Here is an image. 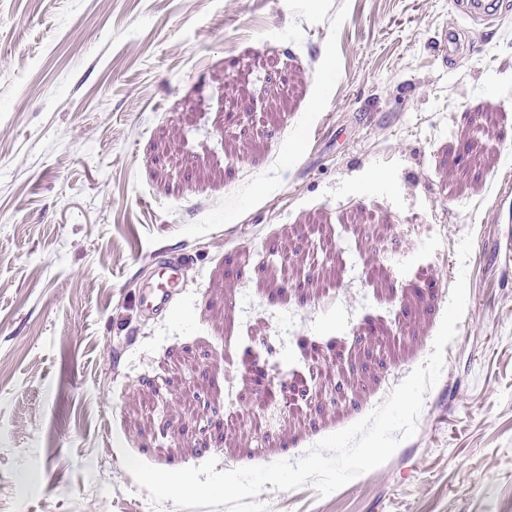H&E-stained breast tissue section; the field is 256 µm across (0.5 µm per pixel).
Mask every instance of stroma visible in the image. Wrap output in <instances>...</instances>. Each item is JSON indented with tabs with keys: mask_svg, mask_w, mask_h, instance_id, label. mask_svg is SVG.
<instances>
[{
	"mask_svg": "<svg viewBox=\"0 0 512 512\" xmlns=\"http://www.w3.org/2000/svg\"><path fill=\"white\" fill-rule=\"evenodd\" d=\"M509 183L512 6L0 0V512H177L124 448L297 461L427 359L462 270L415 435L334 496L512 512ZM162 266L168 272L167 278L148 286L140 299L141 306L148 312L157 313L168 309L175 297L174 288L179 285L178 271L181 269V262L166 261Z\"/></svg>",
	"mask_w": 512,
	"mask_h": 512,
	"instance_id": "1",
	"label": "stroma"
}]
</instances>
